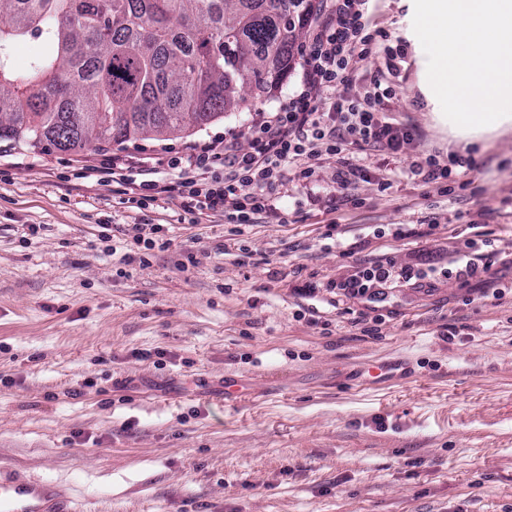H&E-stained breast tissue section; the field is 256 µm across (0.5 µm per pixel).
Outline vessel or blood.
<instances>
[{
	"label": "vessel or blood",
	"mask_w": 512,
	"mask_h": 512,
	"mask_svg": "<svg viewBox=\"0 0 512 512\" xmlns=\"http://www.w3.org/2000/svg\"><path fill=\"white\" fill-rule=\"evenodd\" d=\"M74 489L61 480L34 478L20 469L0 470V512H78Z\"/></svg>",
	"instance_id": "vessel-or-blood-1"
}]
</instances>
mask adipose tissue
Masks as SVG:
<instances>
[{
	"instance_id": "1",
	"label": "adipose tissue",
	"mask_w": 512,
	"mask_h": 512,
	"mask_svg": "<svg viewBox=\"0 0 512 512\" xmlns=\"http://www.w3.org/2000/svg\"><path fill=\"white\" fill-rule=\"evenodd\" d=\"M421 89L471 145L512 132V0H415Z\"/></svg>"
}]
</instances>
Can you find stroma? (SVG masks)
<instances>
[{
	"mask_svg": "<svg viewBox=\"0 0 512 512\" xmlns=\"http://www.w3.org/2000/svg\"><path fill=\"white\" fill-rule=\"evenodd\" d=\"M411 2H373V29L407 53L385 110L424 149L472 156L458 178L477 194L402 174L388 194L357 181L356 209L328 159L318 186L289 185L288 223L189 224L176 197L132 208L95 170L240 136L253 110L77 153L0 142V374L16 380L0 386V468L73 482L80 512H512V134L449 142L417 86ZM475 219L500 263L392 289L376 335L353 323L363 303L326 289L383 254L449 265ZM144 223L171 245L143 263ZM389 224L404 238L379 236ZM384 360L412 377L371 376Z\"/></svg>",
	"mask_w": 512,
	"mask_h": 512,
	"instance_id": "1",
	"label": "stroma"
}]
</instances>
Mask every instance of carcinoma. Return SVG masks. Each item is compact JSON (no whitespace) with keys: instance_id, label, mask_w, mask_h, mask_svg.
<instances>
[{"instance_id":"obj_1","label":"carcinoma","mask_w":512,"mask_h":512,"mask_svg":"<svg viewBox=\"0 0 512 512\" xmlns=\"http://www.w3.org/2000/svg\"><path fill=\"white\" fill-rule=\"evenodd\" d=\"M317 0H0V142L57 152L202 126L283 85ZM39 38L25 68L10 48Z\"/></svg>"}]
</instances>
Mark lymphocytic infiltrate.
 Listing matches in <instances>:
<instances>
[{
    "label": "lymphocytic infiltrate",
    "mask_w": 512,
    "mask_h": 512,
    "mask_svg": "<svg viewBox=\"0 0 512 512\" xmlns=\"http://www.w3.org/2000/svg\"><path fill=\"white\" fill-rule=\"evenodd\" d=\"M370 2L324 0L313 20L298 84L284 104L272 112H255L242 131L249 151L238 152L230 140L189 145L171 163L180 172L178 180L165 186L155 180V167L141 166V180L126 182L132 203L145 209L157 194L167 192L178 198L193 222L220 215L228 224H279L283 217L276 202L289 184H316L322 160L332 158L336 189L348 192L368 176L372 151L383 163H405L409 174L442 195L463 189L456 171L473 168L474 159L460 154L443 158L419 149L417 128L390 121L382 110L396 94L405 54L398 46L375 48ZM359 76L364 79L360 91L350 93ZM453 254L451 266L441 274L465 280L478 269H490L498 251L494 239L480 233L455 241ZM398 283L419 290L434 285L419 263L399 266L383 255L357 262L351 274L330 286L346 297L380 303Z\"/></svg>",
    "instance_id": "1"
}]
</instances>
